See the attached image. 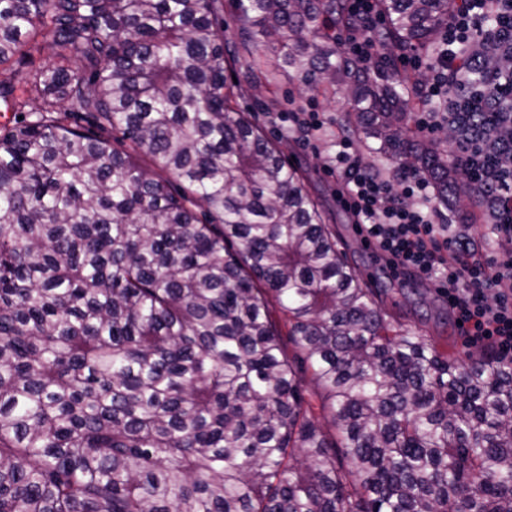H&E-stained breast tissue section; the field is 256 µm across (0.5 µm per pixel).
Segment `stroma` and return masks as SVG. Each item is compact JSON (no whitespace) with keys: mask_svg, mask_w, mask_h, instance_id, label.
Here are the masks:
<instances>
[{"mask_svg":"<svg viewBox=\"0 0 512 512\" xmlns=\"http://www.w3.org/2000/svg\"><path fill=\"white\" fill-rule=\"evenodd\" d=\"M344 95L333 98L313 99L315 111L323 113L326 131L321 138L299 136L297 141L284 144L286 157L309 174L316 194L323 204L327 216L336 232L341 250L354 266L357 274L372 288L385 289L383 310L391 322L416 326L423 330L440 350L449 355L465 358L467 354L479 353L481 344L469 342L461 336L455 322V314L447 302L439 296L429 283L408 277H393L385 261L375 255L364 244L355 229V219L341 205L338 191L340 183L335 173L326 169L328 154L334 153L336 124L346 108ZM434 221L448 227L449 234L463 232L483 247L484 259L499 267L512 261L500 239L491 237L487 225L461 224L445 208H438Z\"/></svg>","mask_w":512,"mask_h":512,"instance_id":"stroma-1","label":"stroma"}]
</instances>
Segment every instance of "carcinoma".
I'll return each instance as SVG.
<instances>
[{
    "label": "carcinoma",
    "mask_w": 512,
    "mask_h": 512,
    "mask_svg": "<svg viewBox=\"0 0 512 512\" xmlns=\"http://www.w3.org/2000/svg\"><path fill=\"white\" fill-rule=\"evenodd\" d=\"M375 2L361 62L349 0H232L231 51L224 0H0V512H512V359L389 321L238 106L281 70L343 91L341 130L512 225V0L431 137L392 65L455 0ZM374 0H350L353 12L364 16L367 25L363 31L351 36L345 44V54L350 57H360L370 60L378 53L379 43L374 35L380 29L383 21L373 11Z\"/></svg>",
    "instance_id": "cac0c4a2"
}]
</instances>
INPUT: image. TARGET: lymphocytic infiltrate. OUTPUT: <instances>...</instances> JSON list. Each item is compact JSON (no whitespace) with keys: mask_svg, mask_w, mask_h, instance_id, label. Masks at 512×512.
Returning a JSON list of instances; mask_svg holds the SVG:
<instances>
[{"mask_svg":"<svg viewBox=\"0 0 512 512\" xmlns=\"http://www.w3.org/2000/svg\"><path fill=\"white\" fill-rule=\"evenodd\" d=\"M494 0H458L448 28L437 39L435 56L405 55L404 66L431 72L424 96L428 108L417 115L419 130L433 131L436 108L448 102V86L468 76L464 49L473 46L488 19ZM374 0H350L353 12L367 25L345 44L350 57L369 59L379 49L374 35L382 20L373 11ZM326 167L339 178L345 209L356 218V230L365 244L374 246L395 272L431 281L472 341L494 343L512 357V264L496 269L477 260L464 245L463 236L445 237L431 212L410 205L409 197L428 195L421 178L400 173L401 193H394L391 179L371 171L354 148L351 134H340L336 152Z\"/></svg>","mask_w":512,"mask_h":512,"instance_id":"f902f5d3","label":"lymphocytic infiltrate"}]
</instances>
